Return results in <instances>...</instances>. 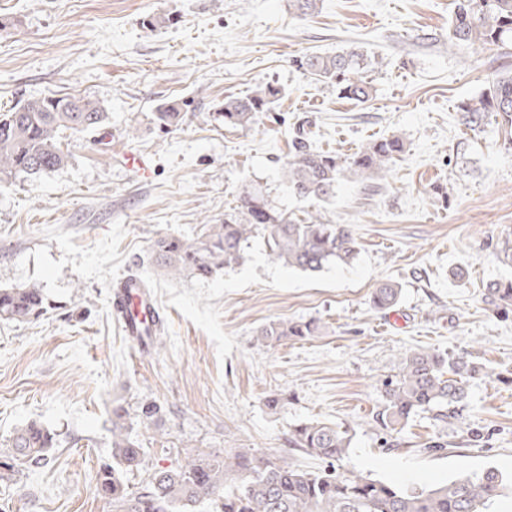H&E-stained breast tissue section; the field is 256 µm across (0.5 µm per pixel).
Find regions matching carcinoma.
<instances>
[{
  "mask_svg": "<svg viewBox=\"0 0 512 512\" xmlns=\"http://www.w3.org/2000/svg\"><path fill=\"white\" fill-rule=\"evenodd\" d=\"M512 40V0H457L448 22V46H500ZM364 53L348 48L332 55H307L298 68L321 81L336 84L339 93L358 103L370 100L372 86L364 76ZM281 87L266 84L244 96H228L213 113L227 127L247 128L260 114L272 111ZM157 120L170 126L180 119L177 103L163 105ZM107 113L99 103L80 96L47 95L29 99L0 113V182L19 176L36 178L63 167L68 154L60 134L105 128ZM492 120L504 131L502 149L512 151V73L493 77L484 92L458 106V121L468 128ZM404 151L398 136L383 137L360 147L349 157L311 149L303 141L283 164L282 175L296 196L321 201L331 196L343 178L371 179L388 170ZM260 237L269 256L282 265L319 272L331 265L348 266L357 258L358 242L348 224H324L316 216L298 224L273 209L262 190L253 188L240 204L224 214V223L207 224L201 237L164 235L152 245L156 264L170 276L209 279L242 263L250 240ZM401 289L390 283L376 288L372 304L388 309L399 302ZM486 299L512 306V279L487 285ZM48 308L38 284L0 288V319H37ZM320 330L315 319L270 322L257 330V340L274 344L303 339ZM481 367L464 357L417 350L406 354L396 379L385 384L381 425L395 430L413 415L433 412L446 423L466 398V382ZM128 412L112 408V462L97 473L95 493L112 504L113 512H196L208 501L215 512H488L508 486L512 474L496 468L461 472L424 488H399L344 468L351 438L346 431L321 422L292 429L291 443L329 463L330 470L313 472L295 467L287 457L258 456L242 448L223 457L198 453L176 468H155L135 492L128 490L127 471L141 465V448L130 434ZM56 447V434L36 423L17 428L10 449L0 454V480L40 467Z\"/></svg>",
  "mask_w": 512,
  "mask_h": 512,
  "instance_id": "carcinoma-1",
  "label": "carcinoma"
}]
</instances>
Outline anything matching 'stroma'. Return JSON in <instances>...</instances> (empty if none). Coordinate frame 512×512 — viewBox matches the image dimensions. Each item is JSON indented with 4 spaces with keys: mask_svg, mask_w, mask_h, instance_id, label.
Here are the masks:
<instances>
[{
    "mask_svg": "<svg viewBox=\"0 0 512 512\" xmlns=\"http://www.w3.org/2000/svg\"><path fill=\"white\" fill-rule=\"evenodd\" d=\"M454 3L321 0L301 16L291 0H0V112L51 93L87 96L111 132L104 145L91 132L66 135L64 167L0 186V287L36 283L52 304L36 321L0 320V452L29 422L60 433L46 465L0 480V512H112L93 486L111 459L118 405L145 469L249 448L323 471L290 443L295 425L318 421L348 430V468L403 488L512 471V314L484 296L512 278L497 256L512 240V153L496 125L470 130L457 116L461 100L512 70V43L449 47ZM152 15L174 22L152 31ZM349 47L382 61L366 74L374 92L364 103L295 65ZM267 83L283 96L255 125L214 122L225 96ZM172 100L183 120L165 128L155 112ZM301 129L312 148L345 156L391 135L405 150L369 183L341 180L333 198L311 204L281 171ZM129 153L149 177L126 166ZM256 184L291 219L350 225L354 263L291 270L259 238L243 264L208 280L171 277L152 261L157 237L198 238ZM130 274L147 281L164 318L148 354L111 304ZM383 280L402 287L389 310L371 304ZM309 318L322 322L318 335L256 339L270 321ZM418 348L483 373L448 423L421 413L384 429V384ZM281 392L288 402L271 412L265 401ZM147 401L161 407L148 423Z\"/></svg>",
    "mask_w": 512,
    "mask_h": 512,
    "instance_id": "stroma-1",
    "label": "stroma"
}]
</instances>
